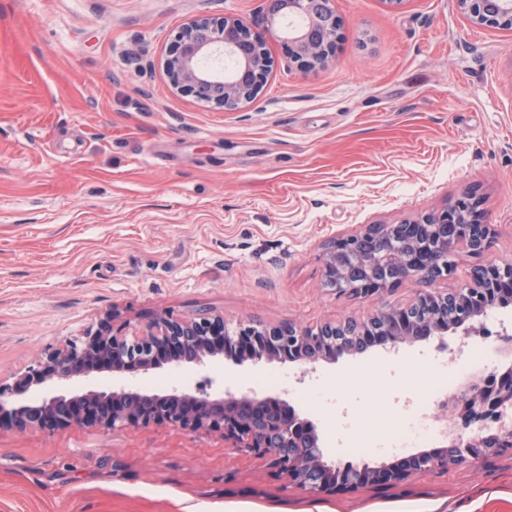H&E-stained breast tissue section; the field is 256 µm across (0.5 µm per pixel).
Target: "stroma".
I'll return each instance as SVG.
<instances>
[{"instance_id":"35a3bbf8","label":"stroma","mask_w":512,"mask_h":512,"mask_svg":"<svg viewBox=\"0 0 512 512\" xmlns=\"http://www.w3.org/2000/svg\"><path fill=\"white\" fill-rule=\"evenodd\" d=\"M332 60L312 69L265 34L266 0H0V377L96 327L162 310L232 325L315 326L408 302L405 282L369 296L327 286L336 237L399 224L473 192L495 230L488 262L512 261V31L474 26L455 0H333ZM239 15L274 61L250 103L227 111L174 90L177 30ZM468 345L512 370V306ZM344 357L284 397L328 462H393L378 442L425 363L458 337ZM297 365H167L144 391L256 389ZM0 512H512V454L336 495L298 489L217 433L167 426L0 431Z\"/></svg>"}]
</instances>
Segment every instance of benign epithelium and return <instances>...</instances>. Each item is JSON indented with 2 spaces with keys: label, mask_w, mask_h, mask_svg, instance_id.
Instances as JSON below:
<instances>
[{
  "label": "benign epithelium",
  "mask_w": 512,
  "mask_h": 512,
  "mask_svg": "<svg viewBox=\"0 0 512 512\" xmlns=\"http://www.w3.org/2000/svg\"><path fill=\"white\" fill-rule=\"evenodd\" d=\"M458 9L479 27L512 30V0H455ZM266 31L272 33L286 14L302 24L285 32L288 55L302 67L326 65L333 57L340 21L331 0H267ZM224 54L236 69L220 78L203 68V58ZM273 59L263 37L239 16L201 17L179 29L165 62L170 85L199 97L208 85L224 87L212 105L235 110L251 102L263 88ZM413 237L433 227L439 234L431 252L377 248L372 259L358 253V243L370 237L393 238L392 224L369 225L334 240L323 255L325 277L337 288L360 295L384 292L411 281L419 285L404 306H382L369 315L343 322H324L314 328L291 322H261L230 326L224 316L205 313L176 317L158 313L144 323L115 325L117 314L103 317L96 329L77 340L38 353L13 382L0 381V430H54L94 427L168 426L190 432L218 433L232 448L266 462L287 481L318 494L363 486L397 484L413 474L443 470L450 464L479 463L491 453H512V379L490 371L468 382L455 396L457 417L442 434L443 445L421 450L403 461L380 466L335 467L324 461L313 423L300 417L279 397L258 391L238 393L173 387L147 393L134 380L106 389L76 394L47 390L77 379L89 380L103 371L146 375L175 363L199 371L229 358L238 363H296L299 380L344 357L366 353L381 345L391 355L404 345L428 343L447 335H469L498 307L512 304V289L498 291L497 281L512 284V263L478 264L470 282L444 293L432 285L454 271L449 263L461 246L477 257L492 246L494 230L483 223L479 201L465 193L444 209L400 223ZM468 306L460 322L448 321V307ZM35 386L46 394L34 403L16 406L15 397Z\"/></svg>",
  "instance_id": "benign-epithelium-1"
}]
</instances>
